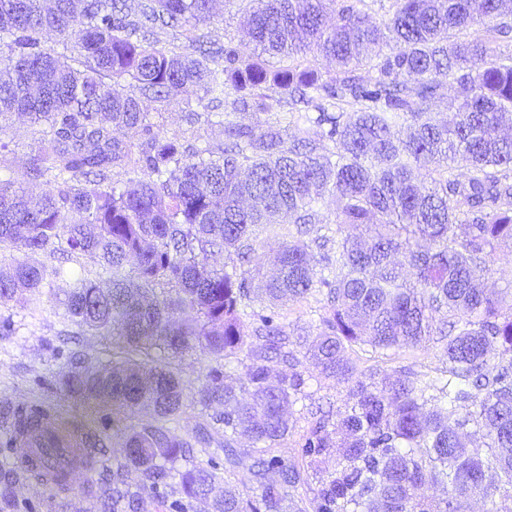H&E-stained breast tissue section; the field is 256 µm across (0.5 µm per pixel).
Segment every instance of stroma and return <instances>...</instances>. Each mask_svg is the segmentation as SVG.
<instances>
[{
	"label": "stroma",
	"instance_id": "obj_1",
	"mask_svg": "<svg viewBox=\"0 0 512 512\" xmlns=\"http://www.w3.org/2000/svg\"><path fill=\"white\" fill-rule=\"evenodd\" d=\"M247 20L244 0H216L210 21L202 30L216 41L231 34L243 38ZM143 106L150 112L167 135L198 140L201 145L216 146L223 142L224 132L218 126H193L183 119L181 106L166 105L146 99ZM36 130L21 118L0 122V177L21 176L31 156ZM65 278L52 280L39 301L32 306L14 302L0 303V321H9L12 333L0 336V429L11 427V411L17 405L38 406L54 412L59 425L79 433H96L110 438L108 453L94 469L78 468L70 477V488L58 493L16 471L15 459L19 448L0 442V512H100L95 495L103 488L102 474L115 471L124 464L118 439L127 426L149 424L144 414H116L111 408L72 396L64 391L60 378L68 370L71 355L84 358L91 367L123 356L124 350L111 337L98 336L81 328L63 323L56 296L68 288ZM261 309L275 312L285 329L317 330L324 315L322 296L278 304L261 302ZM444 343L440 336L417 348L372 352L367 346H354L352 359L360 366H374L393 372L404 365L435 376L447 365L443 355ZM184 393L183 407L169 426L189 445L186 459L177 462V469L189 464L223 467L224 451L220 446L224 428L216 418L223 413L220 404L201 407L197 392L216 361L199 351H189L173 359ZM211 435L210 443H202L203 435Z\"/></svg>",
	"mask_w": 512,
	"mask_h": 512
}]
</instances>
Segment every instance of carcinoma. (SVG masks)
I'll return each mask as SVG.
<instances>
[{
  "label": "carcinoma",
  "mask_w": 512,
  "mask_h": 512,
  "mask_svg": "<svg viewBox=\"0 0 512 512\" xmlns=\"http://www.w3.org/2000/svg\"><path fill=\"white\" fill-rule=\"evenodd\" d=\"M213 2L141 0L133 12L127 0H0V120L18 114L42 126L22 181L0 178V245L21 253L0 278V302L24 305L62 273L40 261L57 242L68 262L98 259L106 278H75L61 316L115 338L125 355L98 370L76 356L63 385L118 414H152L155 423L121 435L124 468L142 489L176 477L181 495L211 500L214 512H466L470 497L512 488V303L503 312L505 294L480 286L495 253L512 248V137L502 133L512 124V56L494 59L491 48L512 41V0H388L378 23V0H251L248 36L288 59L277 69L233 36L217 45L198 32ZM187 24L192 51L160 45ZM479 24L484 34L471 35ZM45 31L78 37L83 68L46 48ZM307 49L336 72L298 63ZM126 80L139 94L114 89ZM271 87L281 97L266 94ZM449 88L451 123L429 112ZM195 90L210 97L203 112L187 99ZM143 96L183 103L191 125L220 118L223 146L167 136ZM277 107L296 119L291 139L274 125L224 118ZM402 122L409 135L396 139ZM48 179L49 195L23 187ZM329 198L336 236H313ZM284 213L288 227L278 223ZM361 227L364 243L345 233ZM221 254L216 269L209 258ZM253 258L277 270L264 288L270 303L327 289L313 340L253 308L244 268ZM436 332L448 337L440 378L360 371L349 356L355 345L418 347ZM194 348L224 360L198 401L224 406V472L251 460L255 497L213 466L172 474L187 443L166 427L183 406L168 359ZM303 360L346 384V399L334 415L306 408L301 460L290 462L278 449L292 429L287 407L310 398L296 371ZM147 374L153 385L142 388ZM52 417L18 409L15 434ZM478 433L491 452L472 446ZM241 434L258 453L238 447ZM18 468L66 485V472L38 460ZM310 480L304 507L291 491ZM426 483L447 486V496L419 499ZM124 485L120 472L102 512L133 506Z\"/></svg>",
  "instance_id": "carcinoma-1"
}]
</instances>
